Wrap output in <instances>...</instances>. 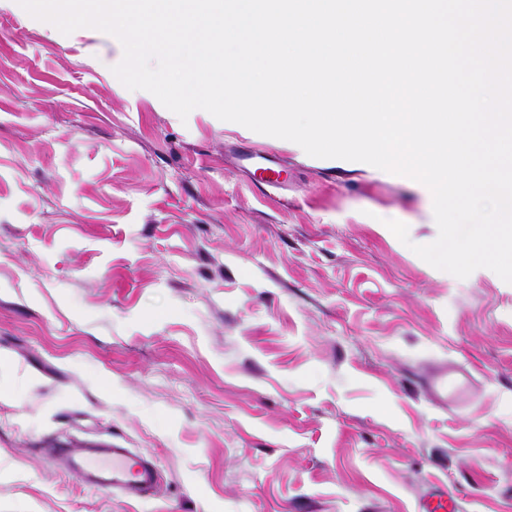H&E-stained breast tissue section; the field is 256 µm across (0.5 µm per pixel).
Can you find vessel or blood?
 <instances>
[{
    "instance_id": "vessel-or-blood-1",
    "label": "vessel or blood",
    "mask_w": 512,
    "mask_h": 512,
    "mask_svg": "<svg viewBox=\"0 0 512 512\" xmlns=\"http://www.w3.org/2000/svg\"><path fill=\"white\" fill-rule=\"evenodd\" d=\"M64 458L70 474L102 492H120L146 499L155 488L158 468L147 458L128 448H66L49 452V462ZM463 497L447 486L437 484L416 503V512H459Z\"/></svg>"
}]
</instances>
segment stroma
Listing matches in <instances>:
<instances>
[{
	"label": "stroma",
	"instance_id": "obj_1",
	"mask_svg": "<svg viewBox=\"0 0 512 512\" xmlns=\"http://www.w3.org/2000/svg\"><path fill=\"white\" fill-rule=\"evenodd\" d=\"M122 57L0 0V512H414L434 484L512 512V283L412 251L419 182L180 119ZM445 365L462 405L423 385ZM100 442L157 464L151 498L43 458Z\"/></svg>",
	"mask_w": 512,
	"mask_h": 512
}]
</instances>
